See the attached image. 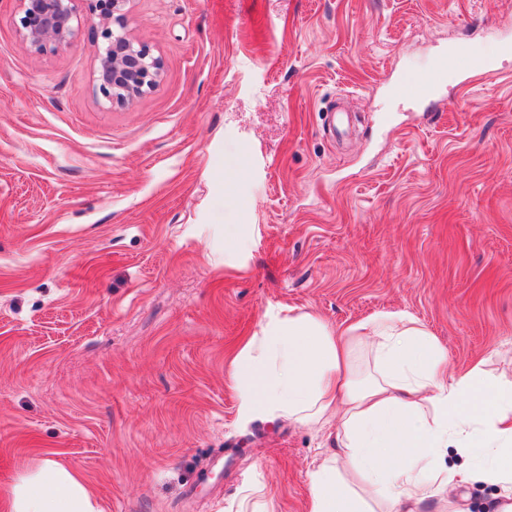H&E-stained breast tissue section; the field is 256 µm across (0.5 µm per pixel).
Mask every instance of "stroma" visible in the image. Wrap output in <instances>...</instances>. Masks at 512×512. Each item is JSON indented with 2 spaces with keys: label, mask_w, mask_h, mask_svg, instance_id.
Instances as JSON below:
<instances>
[{
  "label": "stroma",
  "mask_w": 512,
  "mask_h": 512,
  "mask_svg": "<svg viewBox=\"0 0 512 512\" xmlns=\"http://www.w3.org/2000/svg\"><path fill=\"white\" fill-rule=\"evenodd\" d=\"M127 9L162 73L111 104L99 26L35 53L0 0V498L51 455L103 512H306L326 433L229 377L279 309L405 312L512 380V0ZM445 54L493 70L416 96ZM273 498L259 485L242 488L236 512H273Z\"/></svg>",
  "instance_id": "35a3bbf8"
}]
</instances>
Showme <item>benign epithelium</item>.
<instances>
[{
    "label": "benign epithelium",
    "instance_id": "7a95c632",
    "mask_svg": "<svg viewBox=\"0 0 512 512\" xmlns=\"http://www.w3.org/2000/svg\"><path fill=\"white\" fill-rule=\"evenodd\" d=\"M85 2L89 19L102 29L97 81L103 97L125 102L153 88L161 62L150 49L130 38L125 5L128 0H19L20 35L41 53L51 41L64 45L75 33L78 3Z\"/></svg>",
    "mask_w": 512,
    "mask_h": 512
}]
</instances>
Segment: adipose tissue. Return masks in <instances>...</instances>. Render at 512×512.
Here are the masks:
<instances>
[{
	"instance_id": "adipose-tissue-1",
	"label": "adipose tissue",
	"mask_w": 512,
	"mask_h": 512,
	"mask_svg": "<svg viewBox=\"0 0 512 512\" xmlns=\"http://www.w3.org/2000/svg\"><path fill=\"white\" fill-rule=\"evenodd\" d=\"M243 420L327 429L307 512H452L449 486L488 481L512 512V382L473 367L448 374L436 338L404 312L334 331L309 312L267 313L229 364ZM455 448L467 467L448 468ZM8 512H101L55 458L21 473Z\"/></svg>"
}]
</instances>
